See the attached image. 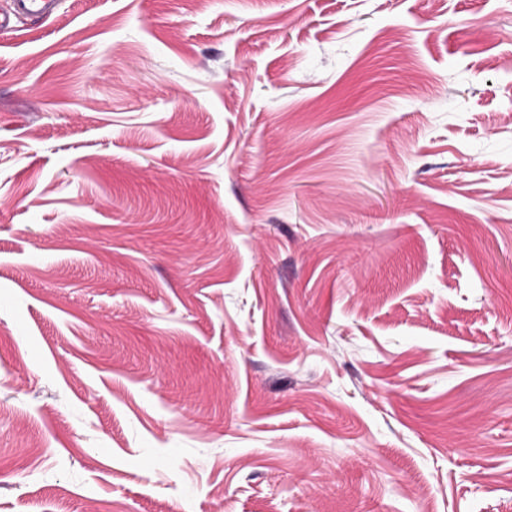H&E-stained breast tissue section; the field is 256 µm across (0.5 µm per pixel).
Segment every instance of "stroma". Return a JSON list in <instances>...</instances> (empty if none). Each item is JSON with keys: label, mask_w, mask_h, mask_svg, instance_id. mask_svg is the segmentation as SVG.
<instances>
[{"label": "stroma", "mask_w": 512, "mask_h": 512, "mask_svg": "<svg viewBox=\"0 0 512 512\" xmlns=\"http://www.w3.org/2000/svg\"><path fill=\"white\" fill-rule=\"evenodd\" d=\"M512 512V0H60L0 33V512Z\"/></svg>", "instance_id": "stroma-1"}]
</instances>
